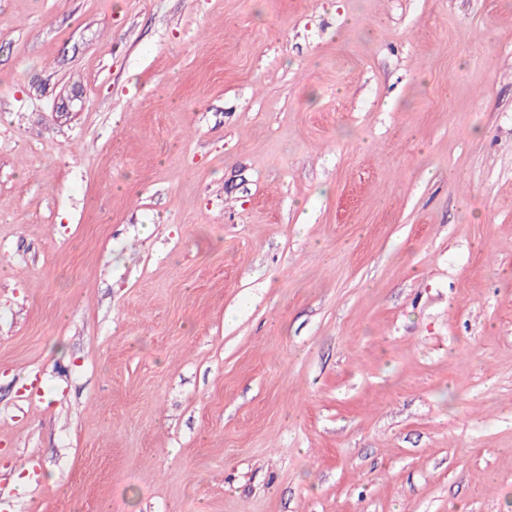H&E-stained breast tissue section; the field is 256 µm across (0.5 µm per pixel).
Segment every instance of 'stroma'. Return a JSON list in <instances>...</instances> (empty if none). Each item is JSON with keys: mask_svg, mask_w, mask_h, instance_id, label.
Masks as SVG:
<instances>
[{"mask_svg": "<svg viewBox=\"0 0 512 512\" xmlns=\"http://www.w3.org/2000/svg\"><path fill=\"white\" fill-rule=\"evenodd\" d=\"M0 512H512V0H0Z\"/></svg>", "mask_w": 512, "mask_h": 512, "instance_id": "35a3bbf8", "label": "stroma"}]
</instances>
